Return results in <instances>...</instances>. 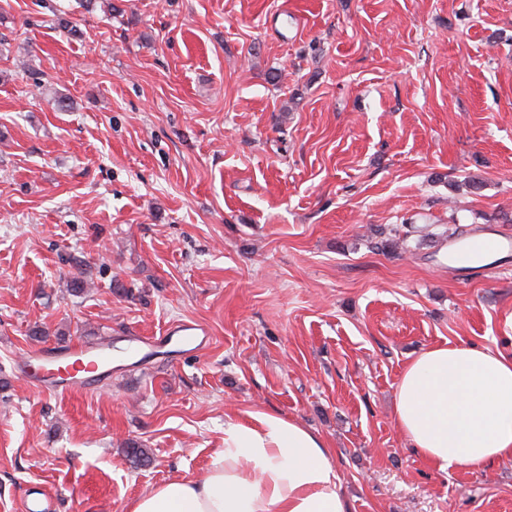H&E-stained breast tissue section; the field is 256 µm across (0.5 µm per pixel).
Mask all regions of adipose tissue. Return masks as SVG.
<instances>
[{
  "mask_svg": "<svg viewBox=\"0 0 512 512\" xmlns=\"http://www.w3.org/2000/svg\"><path fill=\"white\" fill-rule=\"evenodd\" d=\"M399 429L445 472L512 458V357L470 344L433 346L397 386ZM127 512H346L331 452L304 426L264 410L227 419L224 446L198 481H171Z\"/></svg>",
  "mask_w": 512,
  "mask_h": 512,
  "instance_id": "1",
  "label": "adipose tissue"
}]
</instances>
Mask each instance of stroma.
I'll return each mask as SVG.
<instances>
[{
    "label": "stroma",
    "instance_id": "1",
    "mask_svg": "<svg viewBox=\"0 0 512 512\" xmlns=\"http://www.w3.org/2000/svg\"><path fill=\"white\" fill-rule=\"evenodd\" d=\"M114 2L0 0V512H124L257 409L348 512H512V459L439 472L394 414L429 347L512 355V253L446 256L512 236V0ZM181 321L204 349L124 356ZM103 341L99 386L17 369Z\"/></svg>",
    "mask_w": 512,
    "mask_h": 512
}]
</instances>
